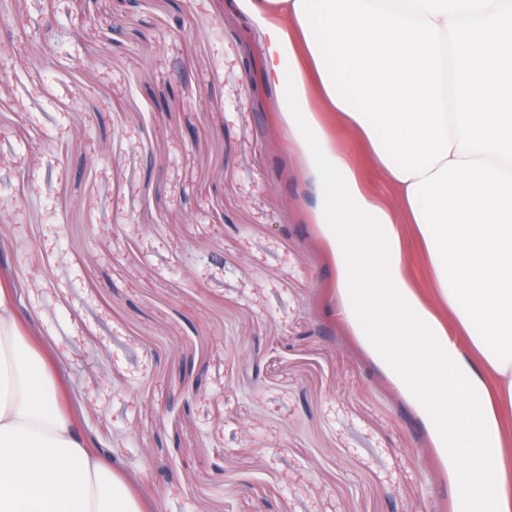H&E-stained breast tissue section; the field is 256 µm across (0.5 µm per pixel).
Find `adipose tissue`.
<instances>
[{"label": "adipose tissue", "mask_w": 512, "mask_h": 512, "mask_svg": "<svg viewBox=\"0 0 512 512\" xmlns=\"http://www.w3.org/2000/svg\"><path fill=\"white\" fill-rule=\"evenodd\" d=\"M263 36L266 75L289 144L319 189L314 219L336 264V312L407 396L460 490L455 512H512V364L494 369L445 293L425 296L405 271L407 184L389 204L366 187L312 96L328 93L294 0H230ZM0 512H142L127 482L90 450L55 380L0 287Z\"/></svg>", "instance_id": "1"}]
</instances>
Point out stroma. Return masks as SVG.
<instances>
[{
    "instance_id": "obj_1",
    "label": "stroma",
    "mask_w": 512,
    "mask_h": 512,
    "mask_svg": "<svg viewBox=\"0 0 512 512\" xmlns=\"http://www.w3.org/2000/svg\"><path fill=\"white\" fill-rule=\"evenodd\" d=\"M224 2L11 0L0 284L17 322L145 512H454L427 427L336 314L316 187L260 35Z\"/></svg>"
}]
</instances>
